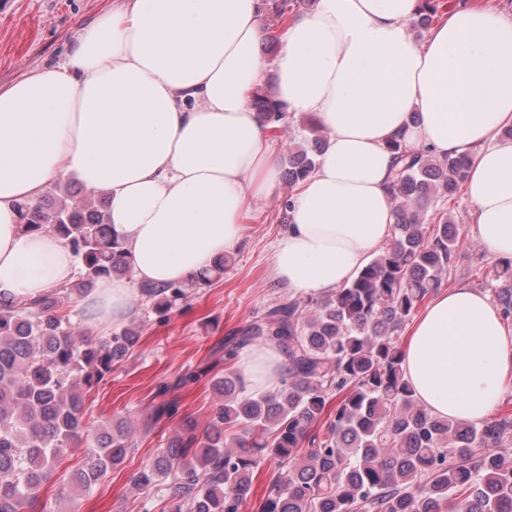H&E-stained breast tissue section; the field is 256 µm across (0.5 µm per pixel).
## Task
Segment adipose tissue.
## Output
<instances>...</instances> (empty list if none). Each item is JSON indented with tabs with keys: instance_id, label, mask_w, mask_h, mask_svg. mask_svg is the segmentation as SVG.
<instances>
[{
	"instance_id": "obj_1",
	"label": "adipose tissue",
	"mask_w": 512,
	"mask_h": 512,
	"mask_svg": "<svg viewBox=\"0 0 512 512\" xmlns=\"http://www.w3.org/2000/svg\"><path fill=\"white\" fill-rule=\"evenodd\" d=\"M417 4L318 0L286 21L269 67V0H114L64 62L0 85V300L72 282L70 246L26 232L18 210L63 176L106 192L132 269L82 298L88 335L132 315L139 283L188 280L234 248L280 176L250 106L270 68L276 101L328 132L271 256L275 279L333 293L390 238L393 139L470 156L478 239L512 259V141L498 137L512 125V19L462 6L421 43L410 32ZM239 364L247 391H267L285 360L267 344ZM403 369L433 414L481 423L512 383V324L483 292L439 290L409 328Z\"/></svg>"
}]
</instances>
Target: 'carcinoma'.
<instances>
[{
  "instance_id": "carcinoma-1",
  "label": "carcinoma",
  "mask_w": 512,
  "mask_h": 512,
  "mask_svg": "<svg viewBox=\"0 0 512 512\" xmlns=\"http://www.w3.org/2000/svg\"><path fill=\"white\" fill-rule=\"evenodd\" d=\"M314 0H271L266 43L284 18ZM443 0H419L416 31L432 24ZM258 118L276 128L287 108L261 88ZM314 134L288 154V182L316 170L326 139ZM389 186L391 238L358 275L328 295L291 298L240 328L226 344L234 358L250 344L273 343L288 359L273 392H246L242 375L212 378L214 402L199 437L188 428L139 472L135 483L168 494L169 512H242L254 472L278 467L258 512H506L512 508V413L480 424L444 419L419 403L401 366L400 335L442 287L461 248L448 213H429L464 183L465 154L437 158L394 140ZM96 193L46 208L19 205L30 232L52 231L82 264L81 278L34 301L0 302V512H36L43 484L68 449L90 440L86 468L72 484L96 485L134 446L135 424L122 416L90 425L85 397L140 339L130 324L98 340L77 341L67 303L106 275L131 268ZM224 272V260L187 282L145 283L139 292L165 318L192 290ZM502 315L512 321V261L482 271ZM176 476L169 488L165 478Z\"/></svg>"
}]
</instances>
